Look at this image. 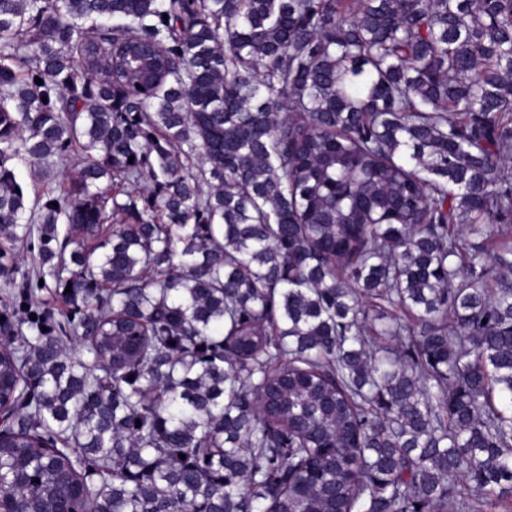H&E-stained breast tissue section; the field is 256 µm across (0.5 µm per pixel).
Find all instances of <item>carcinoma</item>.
<instances>
[{"label": "carcinoma", "instance_id": "cac0c4a2", "mask_svg": "<svg viewBox=\"0 0 512 512\" xmlns=\"http://www.w3.org/2000/svg\"><path fill=\"white\" fill-rule=\"evenodd\" d=\"M511 153L512 0H0V507L512 494Z\"/></svg>", "mask_w": 512, "mask_h": 512}]
</instances>
